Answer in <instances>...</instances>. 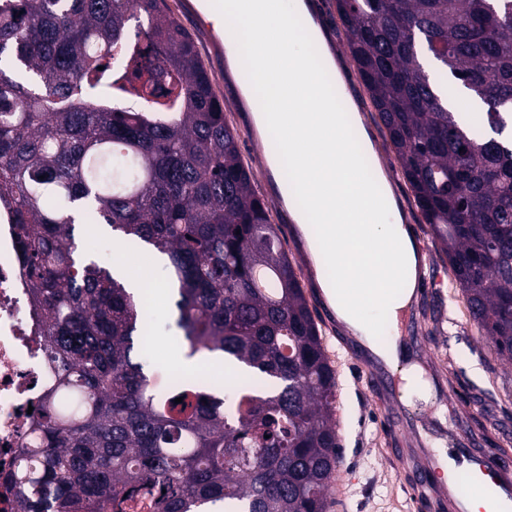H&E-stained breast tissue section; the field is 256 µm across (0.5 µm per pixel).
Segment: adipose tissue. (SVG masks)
I'll return each instance as SVG.
<instances>
[{"label":"adipose tissue","mask_w":512,"mask_h":512,"mask_svg":"<svg viewBox=\"0 0 512 512\" xmlns=\"http://www.w3.org/2000/svg\"><path fill=\"white\" fill-rule=\"evenodd\" d=\"M302 0L253 17L242 15L237 0H224L223 13L213 15L215 28L229 23L249 34L253 86L263 89L264 109L258 125L274 130L280 153L289 164L316 233L306 236L313 260H331L335 279L318 285L334 298L336 314L347 331L370 341L372 329L365 306L377 307L390 325L412 299L415 246L402 225L389 223L395 201L366 174L362 144L345 139L335 95L319 74L316 56L298 50L299 30L293 19Z\"/></svg>","instance_id":"adipose-tissue-1"}]
</instances>
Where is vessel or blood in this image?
Returning a JSON list of instances; mask_svg holds the SVG:
<instances>
[{
    "label": "vessel or blood",
    "instance_id": "obj_1",
    "mask_svg": "<svg viewBox=\"0 0 512 512\" xmlns=\"http://www.w3.org/2000/svg\"><path fill=\"white\" fill-rule=\"evenodd\" d=\"M366 347L352 357L365 376L373 397L383 412L391 437L386 455L407 475V491L414 512H470L474 499H481L490 512H512V450L487 447L461 423L448 427V459L440 461L430 448L420 446L407 423L399 385L389 365L373 362ZM467 481L468 490L458 487Z\"/></svg>",
    "mask_w": 512,
    "mask_h": 512
}]
</instances>
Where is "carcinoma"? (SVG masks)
<instances>
[{
    "label": "carcinoma",
    "mask_w": 512,
    "mask_h": 512,
    "mask_svg": "<svg viewBox=\"0 0 512 512\" xmlns=\"http://www.w3.org/2000/svg\"><path fill=\"white\" fill-rule=\"evenodd\" d=\"M336 7L452 286L512 361V0ZM0 200L52 369L42 447L21 450L37 467L8 477L19 512H329L336 371L165 0H0ZM101 226L166 261L185 356L224 362L233 387L183 369L154 388L141 293L85 246Z\"/></svg>",
    "instance_id": "1"
}]
</instances>
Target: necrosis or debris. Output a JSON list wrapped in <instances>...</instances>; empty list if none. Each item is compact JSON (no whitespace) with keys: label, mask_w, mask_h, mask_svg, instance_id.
Returning <instances> with one entry per match:
<instances>
[{"label":"necrosis or debris","mask_w":512,"mask_h":512,"mask_svg":"<svg viewBox=\"0 0 512 512\" xmlns=\"http://www.w3.org/2000/svg\"><path fill=\"white\" fill-rule=\"evenodd\" d=\"M12 219L11 209L0 203V468L5 470L21 468V444L40 445L27 410L43 394L50 378L38 318L23 281Z\"/></svg>","instance_id":"1"}]
</instances>
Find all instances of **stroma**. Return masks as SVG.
<instances>
[{
  "label": "stroma",
  "instance_id": "1",
  "mask_svg": "<svg viewBox=\"0 0 512 512\" xmlns=\"http://www.w3.org/2000/svg\"><path fill=\"white\" fill-rule=\"evenodd\" d=\"M313 5L312 18L336 53V62L346 77V95L336 98L337 111L353 102L364 129L374 143L379 160L389 175L388 187L393 193L403 224L414 226L418 238L430 242L428 226L417 209L395 159L393 149L379 124L368 93L351 59L346 31L336 10V0H306ZM183 25L191 32L196 49L211 73L217 94L224 103V117L235 128L246 164L252 165L254 188L264 199L275 198L277 187L264 169L255 167L254 159L262 147L253 121L245 109L238 85L225 76L214 56L208 33L199 27L185 8V0H168ZM432 274L441 283L431 296L432 318L423 322L419 331L427 339V352L434 363L453 378L455 388L463 390L471 404L469 419L482 422L488 440L504 438L512 445V363L494 352L490 342L481 336L469 318L462 297L452 294L451 273L438 253H431ZM148 308L154 326V351L151 381L162 388L167 366L179 363V344L173 338L174 299L151 298ZM330 355L336 369L337 434L341 446L340 491L331 493V512H411L404 474L395 469L383 453L385 428L368 397L364 379L352 359L328 337Z\"/></svg>",
  "mask_w": 512,
  "mask_h": 512
}]
</instances>
